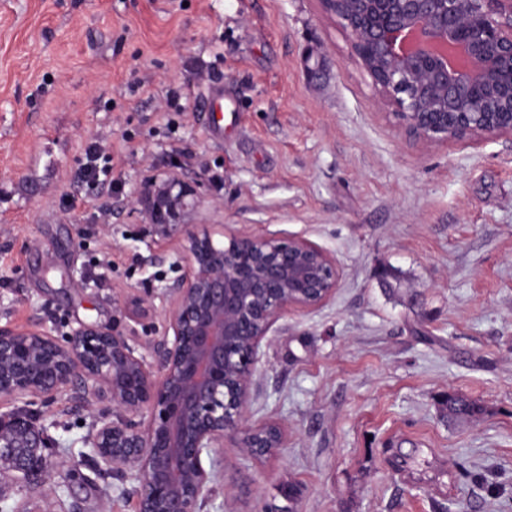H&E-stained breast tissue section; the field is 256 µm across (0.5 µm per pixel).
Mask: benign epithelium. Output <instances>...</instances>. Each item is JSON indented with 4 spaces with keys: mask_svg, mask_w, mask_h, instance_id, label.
<instances>
[{
    "mask_svg": "<svg viewBox=\"0 0 512 512\" xmlns=\"http://www.w3.org/2000/svg\"><path fill=\"white\" fill-rule=\"evenodd\" d=\"M349 36L352 56L380 99L426 142L512 136V0H319ZM312 82L336 61L309 53ZM203 203L201 180L177 170L150 175L129 205L168 239L186 237L187 269L168 288L172 335L154 361L118 331L79 322L60 343L43 329L0 326V458L15 477L45 472L48 428L33 399L73 389L112 419L85 440L99 463L137 483V512H203L212 471L204 458L228 435L255 460L275 455L285 431L248 423L262 341L292 310L323 305L335 292L336 260L296 237L190 231L184 216ZM147 417L144 426L134 422Z\"/></svg>",
    "mask_w": 512,
    "mask_h": 512,
    "instance_id": "benign-epithelium-1",
    "label": "benign epithelium"
}]
</instances>
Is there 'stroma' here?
<instances>
[{
  "label": "stroma",
  "mask_w": 512,
  "mask_h": 512,
  "mask_svg": "<svg viewBox=\"0 0 512 512\" xmlns=\"http://www.w3.org/2000/svg\"><path fill=\"white\" fill-rule=\"evenodd\" d=\"M311 47L337 62L327 84L305 79ZM211 79L240 115L220 140ZM94 136L114 181L92 188L78 169ZM175 163L205 180L194 230L298 236L339 271L260 347L248 420L280 423L283 447L258 461L226 437L203 512H512V136L411 139L317 0H0V325L161 341L184 241L127 200ZM135 297L153 308L133 321ZM451 393L483 414L449 419ZM33 407L52 470L0 477V512H136V483L84 444L111 410Z\"/></svg>",
  "instance_id": "1"
}]
</instances>
